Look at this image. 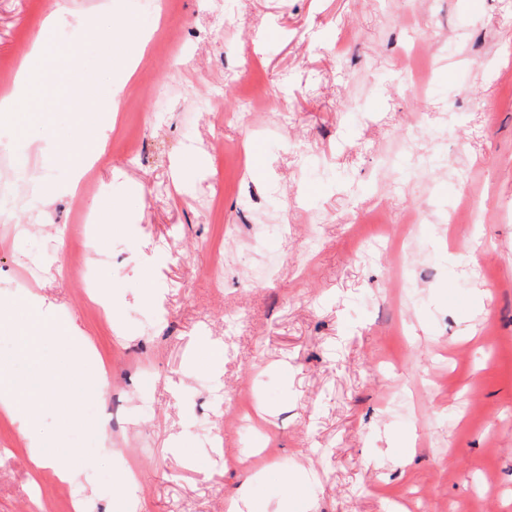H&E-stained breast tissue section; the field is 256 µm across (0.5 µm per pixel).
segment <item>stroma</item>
Here are the masks:
<instances>
[{
    "label": "stroma",
    "mask_w": 512,
    "mask_h": 512,
    "mask_svg": "<svg viewBox=\"0 0 512 512\" xmlns=\"http://www.w3.org/2000/svg\"><path fill=\"white\" fill-rule=\"evenodd\" d=\"M61 8L64 28L89 26L50 38L36 105L0 124L34 146L26 169L65 183L76 158L59 138L86 137L73 90L125 82L91 170L121 206L94 251L67 193L0 218V312L29 294L52 302L101 354L117 412L90 460L87 401L70 424L43 406L36 430L60 454L36 477L0 417V512H64L60 465L87 512L130 498L137 512H224L243 486L255 512H512V0H170L163 17L136 0H0V69ZM98 20L152 38L105 60ZM417 43L437 67L427 101L401 63ZM257 83L281 95L250 114ZM118 122L142 151L113 138ZM410 138L430 157L414 173L397 156ZM295 141L315 167L297 165ZM463 187L482 222L450 223ZM210 193L218 209L199 206ZM376 208L404 247L374 239L358 255L353 230ZM410 210L426 223H403ZM76 249L111 313L83 300ZM269 255L276 270L249 282ZM393 351L397 374L380 363ZM217 384L253 392L263 423L225 425ZM219 429L230 455L277 453L218 463L205 435Z\"/></svg>",
    "instance_id": "1"
}]
</instances>
